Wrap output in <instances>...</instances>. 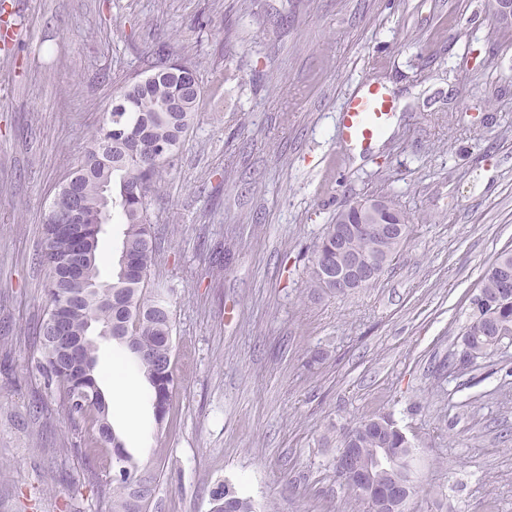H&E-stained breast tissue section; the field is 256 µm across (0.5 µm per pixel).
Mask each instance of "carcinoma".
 Returning a JSON list of instances; mask_svg holds the SVG:
<instances>
[{"instance_id": "1", "label": "carcinoma", "mask_w": 512, "mask_h": 512, "mask_svg": "<svg viewBox=\"0 0 512 512\" xmlns=\"http://www.w3.org/2000/svg\"><path fill=\"white\" fill-rule=\"evenodd\" d=\"M177 91V70H171L148 90L132 82L121 87L119 97L105 113L99 128L88 137L83 162L63 182L51 201L43 222L42 263L49 270L45 292L47 310L39 330L38 371L60 392V407L76 423L90 422L96 443L111 447L112 486L108 512H146L159 480V464H143L126 450L109 420V404L97 371L96 344L80 358L66 362L56 340L57 328L72 336L86 333L88 325L112 327V339L135 359L151 390L154 416L162 424L177 389L174 372L173 314L174 289L159 281L150 287L151 270L157 265V251L151 233L150 193L173 168L183 137L194 124L202 93L191 97L184 112H165L167 100ZM143 137L157 144L159 152L147 161L128 153L124 143ZM79 195L85 220L65 223L71 193ZM390 219L402 225L394 239L382 244L357 234L350 248L367 256L392 261L406 237L408 221L392 199H387ZM110 224L116 219L124 226L121 245L112 257V277L101 276L102 261L99 219ZM90 239L91 259L82 276L87 285L76 290L68 279L67 261L72 239L78 234ZM512 249L504 248L484 273L479 293L484 300H471L469 320L461 331L458 361L472 365L495 352L512 346ZM395 422L388 416L363 418L343 432L339 448L354 449L360 462L369 460L377 448H388L396 459L391 477L397 481L409 476V440H396L391 430ZM343 486L351 499L373 512L368 487L354 482ZM210 512H257L254 501L224 488L213 492Z\"/></svg>"}]
</instances>
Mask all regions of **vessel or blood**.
I'll return each instance as SVG.
<instances>
[{
	"instance_id": "b4317fda",
	"label": "vessel or blood",
	"mask_w": 512,
	"mask_h": 512,
	"mask_svg": "<svg viewBox=\"0 0 512 512\" xmlns=\"http://www.w3.org/2000/svg\"><path fill=\"white\" fill-rule=\"evenodd\" d=\"M392 122L385 93L375 83H365L360 94L347 98L339 113V143L352 152L367 151Z\"/></svg>"
}]
</instances>
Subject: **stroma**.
Here are the masks:
<instances>
[{
    "label": "stroma",
    "mask_w": 512,
    "mask_h": 512,
    "mask_svg": "<svg viewBox=\"0 0 512 512\" xmlns=\"http://www.w3.org/2000/svg\"><path fill=\"white\" fill-rule=\"evenodd\" d=\"M0 50V512H104L112 470L36 369L44 213L159 45L196 57L200 116L151 206L174 288L179 386L163 424L136 365L126 449L164 468L148 512H352L341 433L387 415L414 446L410 512H512V348L451 367L469 298L512 246V37L488 0H6ZM212 19L198 29L197 17ZM223 71L215 84L214 71ZM395 118L353 157L364 78ZM389 195L410 231L371 286L311 287L336 212ZM321 361L306 362L312 355ZM257 506L250 497L224 488L213 492L210 512H257Z\"/></svg>",
    "instance_id": "stroma-1"
}]
</instances>
